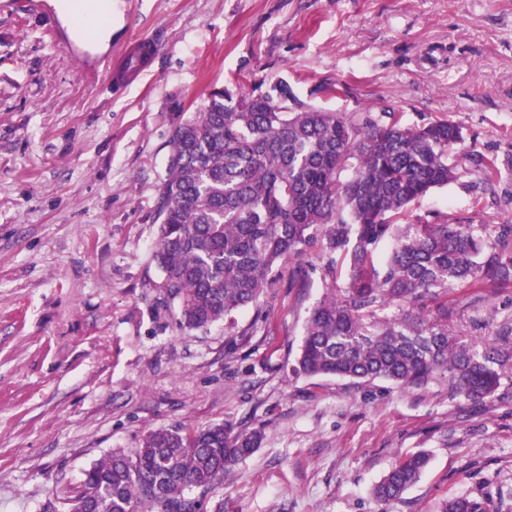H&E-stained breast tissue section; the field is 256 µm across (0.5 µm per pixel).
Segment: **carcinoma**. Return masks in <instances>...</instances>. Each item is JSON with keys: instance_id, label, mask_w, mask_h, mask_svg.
I'll return each mask as SVG.
<instances>
[{"instance_id": "1", "label": "carcinoma", "mask_w": 512, "mask_h": 512, "mask_svg": "<svg viewBox=\"0 0 512 512\" xmlns=\"http://www.w3.org/2000/svg\"><path fill=\"white\" fill-rule=\"evenodd\" d=\"M464 141L447 120L407 125L386 109L330 112L283 83L236 98L211 93L173 128L177 158L160 189L153 257L179 327L234 323L271 286L273 268L318 242L328 283L306 320L297 372L399 385L442 379L473 402L492 396L512 363V332L461 340L448 324V291L486 276L512 279V225L497 235L505 258L486 270L474 225L413 211L456 179ZM341 262L349 272L340 284ZM261 441L260 430L227 423L150 430L138 447L87 469L44 512H200L197 493L219 489ZM429 461L425 451L398 459L375 485L376 500L400 498ZM439 512L489 510L465 495Z\"/></svg>"}]
</instances>
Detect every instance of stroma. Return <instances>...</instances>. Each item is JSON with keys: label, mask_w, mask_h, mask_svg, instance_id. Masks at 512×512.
<instances>
[{"label": "stroma", "mask_w": 512, "mask_h": 512, "mask_svg": "<svg viewBox=\"0 0 512 512\" xmlns=\"http://www.w3.org/2000/svg\"><path fill=\"white\" fill-rule=\"evenodd\" d=\"M0 12V512H42L151 429H260L206 512H512V372L472 402L443 382L294 373L323 298L313 248L275 268L232 327L185 332L153 260L170 135L216 90L286 82L332 112L390 107L465 135L455 181L415 212L512 225V0H117L98 56L149 38L127 88L87 81L58 0ZM494 160L485 180L478 157ZM459 334L512 326V283L448 294ZM430 464L401 499L373 486L402 455Z\"/></svg>", "instance_id": "1"}]
</instances>
